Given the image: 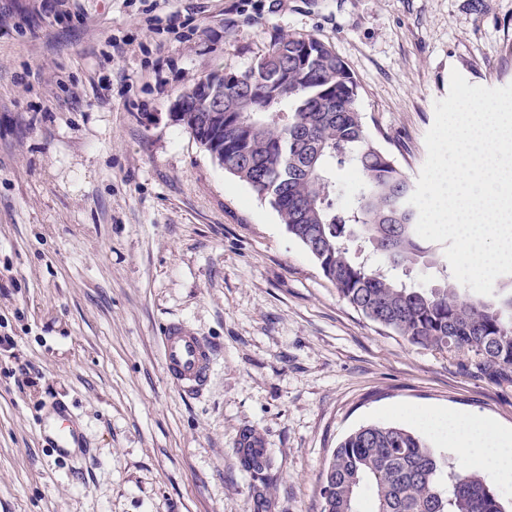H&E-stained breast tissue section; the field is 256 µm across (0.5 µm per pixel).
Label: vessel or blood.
I'll list each match as a JSON object with an SVG mask.
<instances>
[{"label": "vessel or blood", "instance_id": "1", "mask_svg": "<svg viewBox=\"0 0 512 512\" xmlns=\"http://www.w3.org/2000/svg\"><path fill=\"white\" fill-rule=\"evenodd\" d=\"M164 368L180 391L195 394L207 386L213 349L183 321L167 322L161 330Z\"/></svg>", "mask_w": 512, "mask_h": 512}]
</instances>
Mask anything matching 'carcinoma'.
<instances>
[{
	"label": "carcinoma",
	"mask_w": 512,
	"mask_h": 512,
	"mask_svg": "<svg viewBox=\"0 0 512 512\" xmlns=\"http://www.w3.org/2000/svg\"><path fill=\"white\" fill-rule=\"evenodd\" d=\"M359 87L345 62L312 36H275L247 71L224 73V121L209 129L207 151L221 167L268 200L288 233L318 262L324 276L368 319L409 343L463 354L476 372L512 379V294L466 296L454 277L418 288L396 274L437 263L418 240L413 185L371 138L357 108ZM204 115L191 100L178 123ZM362 176L350 200L337 171ZM253 478L256 506L267 502L270 462L248 429L237 448ZM505 512L488 476L456 468L429 440L408 428L372 424L336 448L321 489L322 512Z\"/></svg>",
	"instance_id": "1"
}]
</instances>
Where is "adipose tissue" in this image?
<instances>
[{"label": "adipose tissue", "instance_id": "1", "mask_svg": "<svg viewBox=\"0 0 512 512\" xmlns=\"http://www.w3.org/2000/svg\"><path fill=\"white\" fill-rule=\"evenodd\" d=\"M417 422L435 430L446 446L458 451L462 460H480L490 477L512 481V433L457 414L421 416Z\"/></svg>", "mask_w": 512, "mask_h": 512}]
</instances>
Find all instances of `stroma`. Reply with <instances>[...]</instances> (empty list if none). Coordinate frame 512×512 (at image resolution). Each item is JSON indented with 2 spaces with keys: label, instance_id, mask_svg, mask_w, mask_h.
I'll return each mask as SVG.
<instances>
[{
  "label": "stroma",
  "instance_id": "stroma-1",
  "mask_svg": "<svg viewBox=\"0 0 512 512\" xmlns=\"http://www.w3.org/2000/svg\"><path fill=\"white\" fill-rule=\"evenodd\" d=\"M276 34L334 48L413 181L452 72L512 84V0H0V512H254L246 429L271 460L268 512H320L360 427L455 412L512 430V382L352 307L171 121ZM173 319L215 347L201 395L166 378ZM59 402L89 450L54 448Z\"/></svg>",
  "mask_w": 512,
  "mask_h": 512
}]
</instances>
